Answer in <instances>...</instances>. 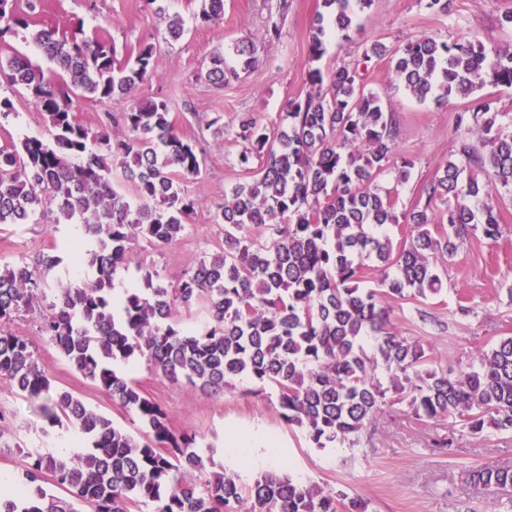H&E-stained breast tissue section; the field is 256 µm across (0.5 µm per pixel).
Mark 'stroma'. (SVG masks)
Returning a JSON list of instances; mask_svg holds the SVG:
<instances>
[{
	"mask_svg": "<svg viewBox=\"0 0 512 512\" xmlns=\"http://www.w3.org/2000/svg\"><path fill=\"white\" fill-rule=\"evenodd\" d=\"M170 12L186 21L187 33L177 42L164 38L165 24L145 0H42L36 14L38 26L71 32L77 25L96 28L122 51L143 42L155 46L152 74L127 97L112 101L78 98L73 110L91 127L108 125L115 114L145 99H166L180 131L198 139L205 166L188 190L198 202L191 230L174 245L142 252L134 248L130 263L149 256L166 282H174L193 262L217 251L224 227L214 221L217 205L232 187L245 181L239 158L245 149L234 134L239 118L255 117L275 126L290 98L305 95V64L311 22L321 0H224V20L207 25L200 20L202 0H166ZM512 10V0H454L450 15L433 14L425 0H374L357 25L352 41L330 39L320 60L332 70L355 62L363 43L380 41L398 48L421 34L444 40L474 33L486 46L512 43V30L501 27L502 16ZM280 35L266 37L270 24ZM255 40L256 63L248 72L217 86L203 74L212 55L229 53L244 35ZM361 73L367 89L381 94L399 121L397 156L412 160L409 181L400 188V209L407 210L422 196L434 172L454 158L462 139L455 129L457 112L465 99L449 98L438 106L421 103L394 87L391 56L372 60ZM0 95L9 97L14 113L0 122V146L24 137H42L46 125L24 90L0 83ZM491 200L503 234L490 241L482 234L470 236L442 266L444 292L426 311L434 320L422 323L416 300H397L393 324L406 336L419 338L432 354L435 367L450 369L466 363L478 350L512 336V194L492 189ZM55 248L62 265L51 279L85 280L86 265L71 256L70 228L51 219L29 224H0V266L31 258L39 250ZM472 307L471 315H457L458 304ZM37 312L17 317L10 328L25 336L54 387L73 392L128 430L138 424L110 397L74 370L58 350L41 335ZM144 393L166 410L177 432L195 434L208 469L237 474L251 482L261 471L275 469L294 479L324 488H341L366 502L367 512H491L504 493L480 490L468 472L474 468L512 467V432L469 434L453 429L445 419L420 420L404 404L384 408L365 430L358 447H312L306 436L288 426L279 414L273 390L256 395L250 381L234 382L218 394H205L186 384H173L146 362L130 370ZM245 435L249 465H241L227 443L229 432ZM276 440V451L260 443L263 434ZM58 429L42 417L36 400L16 393L0 380V475L21 481L23 459L19 448L62 453Z\"/></svg>",
	"mask_w": 512,
	"mask_h": 512,
	"instance_id": "35a3bbf8",
	"label": "stroma"
}]
</instances>
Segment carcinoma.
I'll return each mask as SVG.
<instances>
[{"instance_id":"cac0c4a2","label":"carcinoma","mask_w":512,"mask_h":512,"mask_svg":"<svg viewBox=\"0 0 512 512\" xmlns=\"http://www.w3.org/2000/svg\"><path fill=\"white\" fill-rule=\"evenodd\" d=\"M201 20L219 22L224 0H203ZM166 20L170 38L185 33L181 15L165 0H148ZM373 0H322L308 46L306 95L288 101L270 129L252 117L235 134L249 144L240 164L250 180L232 189L214 220L224 225V247L186 269L169 285L143 261L137 281L115 292L117 272L134 246L180 240L197 202L185 189L200 175L204 156L177 129L168 103L144 100L121 115L125 133L76 121L72 96L129 95L153 71L155 46L144 42L121 57L98 30H30L52 63L43 69L24 54L0 59V78L24 89L40 108L48 138L25 137L0 147V224H28L56 214L70 225L76 258L94 271L80 285L57 281L40 312V330L68 363L113 402L134 413L133 435L69 391L52 390L35 349L0 329V378L29 398L52 427L70 432L67 457L21 448L22 481L0 493V512H366V503L342 490L299 483L265 471L245 487L235 475L208 472L196 435L176 433L160 404L113 368L141 359L173 383L222 392L237 380L277 391L281 418L302 429L318 448H353L388 403H405L418 417L452 418L463 430L512 432V336L482 350L456 373L429 367L424 344L396 330L390 301H418L443 292L437 264L476 230L502 236L495 207L472 201L490 188L512 190V131L483 102L465 109L456 128L477 130L424 185L425 202L398 211V187L413 163H393L398 118L382 96L360 82L359 64L325 71L327 32L352 40L359 13ZM30 16L0 0V37L29 30ZM241 69L255 63L251 40L234 45ZM394 82L419 102L438 106L451 95L470 97L487 83L512 87V47L486 49L475 34L451 41L422 34L394 51ZM224 55H212L205 79L222 85ZM261 159L252 167L253 158ZM134 190L112 182V167ZM441 203L439 224L433 204ZM410 225L393 246L390 224ZM435 226L432 234L429 226ZM62 258L42 252L33 263L0 268V325L34 310L43 292L40 273ZM378 272L377 287L366 286ZM199 308L206 320L190 328L178 309ZM387 379H382L379 370ZM64 489L43 487L45 475ZM483 489H512V468L473 469Z\"/></svg>"}]
</instances>
